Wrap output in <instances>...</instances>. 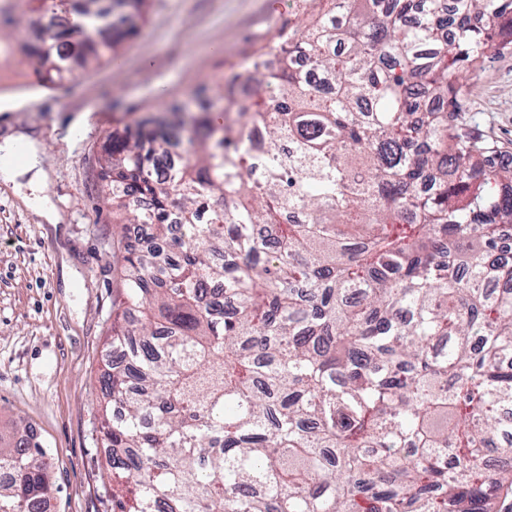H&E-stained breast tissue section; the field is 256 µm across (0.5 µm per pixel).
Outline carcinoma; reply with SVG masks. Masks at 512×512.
<instances>
[{"instance_id": "carcinoma-1", "label": "carcinoma", "mask_w": 512, "mask_h": 512, "mask_svg": "<svg viewBox=\"0 0 512 512\" xmlns=\"http://www.w3.org/2000/svg\"><path fill=\"white\" fill-rule=\"evenodd\" d=\"M146 2L73 0L94 38L58 25L35 73L114 58ZM320 4L224 79L241 124L192 117L174 164L182 119L110 137L113 223L147 230L100 376L117 512H493L512 485V168L458 122L512 0ZM45 454L0 442V512L51 498Z\"/></svg>"}]
</instances>
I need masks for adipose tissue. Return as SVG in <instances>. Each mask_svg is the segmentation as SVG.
I'll return each instance as SVG.
<instances>
[{
  "label": "adipose tissue",
  "mask_w": 512,
  "mask_h": 512,
  "mask_svg": "<svg viewBox=\"0 0 512 512\" xmlns=\"http://www.w3.org/2000/svg\"><path fill=\"white\" fill-rule=\"evenodd\" d=\"M28 175L32 189L41 193L39 211L49 224H58V215L48 197L43 196L45 175L38 166L37 142L29 134L14 132L0 138V180L12 183L21 175Z\"/></svg>",
  "instance_id": "1"
}]
</instances>
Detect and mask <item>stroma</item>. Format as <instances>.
I'll use <instances>...</instances> for the list:
<instances>
[{
	"label": "stroma",
	"mask_w": 512,
	"mask_h": 512,
	"mask_svg": "<svg viewBox=\"0 0 512 512\" xmlns=\"http://www.w3.org/2000/svg\"><path fill=\"white\" fill-rule=\"evenodd\" d=\"M310 13V0H148L114 61L52 83L23 53L26 29L0 25V136L37 139L44 193L59 216L47 224L28 185L0 181V433L36 430L55 486L50 512H112L96 445L123 252L102 179L107 136L148 117L170 121L196 91L216 101L246 54ZM472 83L461 122L512 162V54Z\"/></svg>",
	"instance_id": "obj_1"
}]
</instances>
